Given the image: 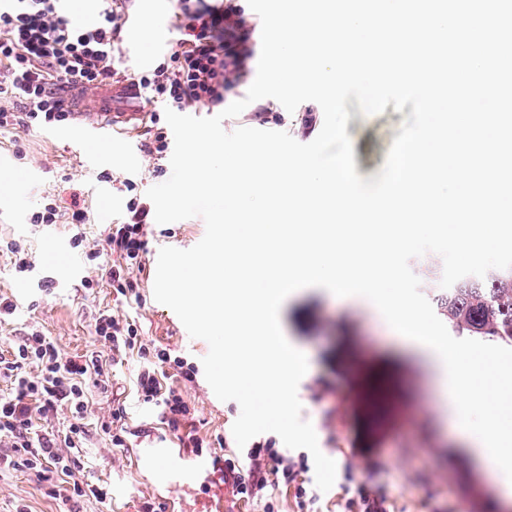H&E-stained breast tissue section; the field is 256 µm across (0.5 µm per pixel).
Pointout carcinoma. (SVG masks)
Here are the masks:
<instances>
[{"instance_id": "1", "label": "carcinoma", "mask_w": 512, "mask_h": 512, "mask_svg": "<svg viewBox=\"0 0 512 512\" xmlns=\"http://www.w3.org/2000/svg\"><path fill=\"white\" fill-rule=\"evenodd\" d=\"M436 308L452 335L512 347V268L459 280Z\"/></svg>"}]
</instances>
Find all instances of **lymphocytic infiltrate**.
Returning <instances> with one entry per match:
<instances>
[{
    "instance_id": "lymphocytic-infiltrate-1",
    "label": "lymphocytic infiltrate",
    "mask_w": 512,
    "mask_h": 512,
    "mask_svg": "<svg viewBox=\"0 0 512 512\" xmlns=\"http://www.w3.org/2000/svg\"><path fill=\"white\" fill-rule=\"evenodd\" d=\"M94 22L79 24L69 17L68 0H0V131L70 124L72 113L59 97L61 89L77 86L91 91L115 74L118 43L127 0H99ZM174 47L149 68L134 73L147 100L176 112L219 111L224 95L245 73L253 50L245 32L238 0H171ZM150 205L130 198L122 222L108 225L100 243L87 239L83 226L91 214L79 193L69 198L43 196L27 217L34 226H71L72 248L86 260L105 259L103 268L116 294L139 298L138 272L148 252ZM95 332L113 355L136 354L141 368L137 392L144 403L162 408L161 422L172 434L190 424L191 411L181 390L164 385V365L181 368L185 381L195 378L169 350L155 348L136 325L110 313H100ZM0 379L9 382L0 395V473L26 468L40 481L69 477V498H102L106 489L76 477V456L82 448L89 390L112 391L111 368L96 355L61 356L49 337L30 328L10 356H0ZM68 412L64 433L34 430V416L50 418ZM225 484L244 500H261L267 512L274 505L271 488L293 489L300 505H315L305 453L284 451L277 437L254 440L221 465Z\"/></svg>"
}]
</instances>
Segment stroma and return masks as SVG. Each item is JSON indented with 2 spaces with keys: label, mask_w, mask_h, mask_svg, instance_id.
<instances>
[{
  "label": "stroma",
  "mask_w": 512,
  "mask_h": 512,
  "mask_svg": "<svg viewBox=\"0 0 512 512\" xmlns=\"http://www.w3.org/2000/svg\"><path fill=\"white\" fill-rule=\"evenodd\" d=\"M347 133L353 143L355 168L363 178L376 177L384 163L406 112L386 107L378 115H364L356 101H349ZM323 125L321 107L312 101L295 111L276 106L257 117L254 106L225 119L223 128L240 127L285 131L307 143L314 135L307 125ZM22 144L26 159H17L15 144ZM107 171L135 184L133 193L106 189L98 179ZM153 162L143 151L128 153L119 143L91 141L79 147L55 130L29 128L0 133V239H20L31 247L38 268L20 276L8 257L0 256V295L10 297L16 309L0 319V354H8L29 327H39L65 356L96 353L111 359L112 352L94 331L95 319L108 310L136 323L139 332L155 345L194 366L195 382L183 389L195 409L194 434L207 443L203 456L212 460L231 453L235 444L232 425L240 414L234 401L219 400L201 370L208 353L206 341L191 338L177 315L153 295L155 269L146 266L140 289L144 304L118 297L97 263L79 259L64 226L54 238L27 224L26 213L49 192L69 196L83 194L92 213L84 230L98 240L111 216H123L130 195L145 197L159 184ZM205 234L202 218L155 225L149 252L170 246L188 249ZM53 281L50 293L37 288L41 274ZM93 287H82L84 278ZM285 337L307 352L310 368L298 386L301 416L310 421L321 452L337 466L330 490L322 493L317 512H336L339 499L353 497L362 483L374 484L393 505L394 512H492L495 487L477 467L461 472L453 463L461 451L430 408L435 388L431 376L392 337L384 319L359 305L345 303L321 287H307L289 297L280 309ZM139 359L123 357L112 368V381L121 391L131 426L151 425L150 442L162 448L177 445V438L159 429L160 410L138 401L133 379ZM112 407L111 398L99 393L90 397L85 420L86 440L77 457L85 479L106 484V498H85L76 512H141L144 503L163 504L165 512H211L226 503L229 512H263L262 504L233 498L221 471L205 482L184 488L168 483L173 460L137 459L129 449L111 447L99 428ZM28 512H66L61 500L47 495L27 470L0 474V512H14L16 505Z\"/></svg>",
  "instance_id": "stroma-1"
}]
</instances>
